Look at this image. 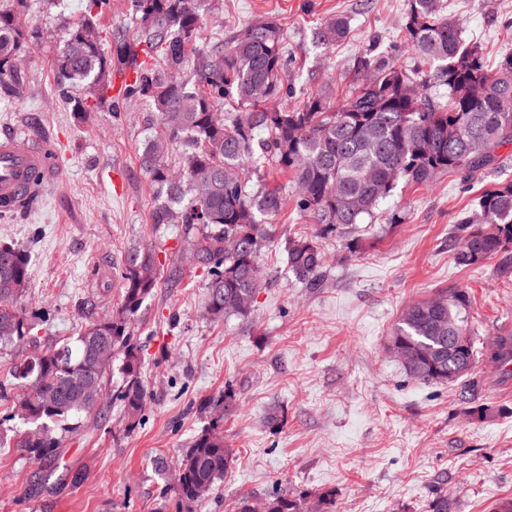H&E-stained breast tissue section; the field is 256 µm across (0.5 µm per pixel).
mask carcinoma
<instances>
[{
  "label": "carcinoma",
  "instance_id": "1",
  "mask_svg": "<svg viewBox=\"0 0 512 512\" xmlns=\"http://www.w3.org/2000/svg\"><path fill=\"white\" fill-rule=\"evenodd\" d=\"M0 8V95L27 88L20 58L42 33L20 18L27 0ZM112 0H87L86 13L69 28L55 58L65 97L75 111L105 102L112 77L131 71L127 101L145 100L158 113L161 130L147 142L143 162L167 200L153 213L155 224L185 226V252L206 273L204 312L213 322L251 314L266 285L259 257L271 241L266 220L279 212L277 188L254 190L241 177L247 162L272 165L291 175L296 208L316 224L314 238L288 242V269L308 288L323 282L324 254L316 242L373 217L379 202L400 182L428 187L446 172H470L492 165L496 150L512 145V54L495 67L475 45L466 44L459 23L442 15L440 0H410L405 17L407 45L427 72H407L371 55L357 69L372 81L354 86L331 106L320 91L292 107L285 99L287 68L282 29L269 20L248 24L228 41L201 43L198 32L210 0H126L135 34H112L99 17ZM348 22L338 17L316 28L315 41L331 46L343 39ZM235 103L240 115L220 108ZM184 147L175 174L164 162L172 144ZM460 245L455 262L471 267L512 254V182L484 191L457 220ZM155 253L128 250L118 271L121 301L111 314L92 321L72 347H40L36 328L44 314L21 306L30 278V254L0 243V350L16 351L13 379L28 384L14 406L27 414L15 445L35 462L54 458L65 434H75L102 405L104 382L121 361L123 385L112 393L128 417L140 423L146 392L140 378V349L132 324L158 287ZM469 295L444 289L407 306L388 348L404 357L406 376L424 385H447L479 362L512 374V332L486 337L457 353L449 350L448 329L474 336ZM222 418L211 420L173 463L160 457L173 482L176 512H194L228 477L236 452L224 446ZM331 491L277 494L265 512H334Z\"/></svg>",
  "mask_w": 512,
  "mask_h": 512
}]
</instances>
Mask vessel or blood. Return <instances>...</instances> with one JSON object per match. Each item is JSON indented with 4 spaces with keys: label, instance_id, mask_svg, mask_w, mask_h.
Segmentation results:
<instances>
[{
    "label": "vessel or blood",
    "instance_id": "obj_1",
    "mask_svg": "<svg viewBox=\"0 0 512 512\" xmlns=\"http://www.w3.org/2000/svg\"><path fill=\"white\" fill-rule=\"evenodd\" d=\"M62 172L54 147L10 131L0 135V211L29 205Z\"/></svg>",
    "mask_w": 512,
    "mask_h": 512
}]
</instances>
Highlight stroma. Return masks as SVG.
<instances>
[{
	"label": "stroma",
	"instance_id": "1",
	"mask_svg": "<svg viewBox=\"0 0 512 512\" xmlns=\"http://www.w3.org/2000/svg\"><path fill=\"white\" fill-rule=\"evenodd\" d=\"M442 2L489 65L512 54V0ZM86 4L29 0L23 21L44 38L23 54L31 91L0 103V130L57 140L63 171L32 209L0 215V243L32 254L25 304L50 312L38 331L44 347L74 342L116 309V273L131 247L156 251L161 280L132 327L147 409L131 431L123 410L105 404L54 459L35 463L1 446L0 512H175L160 497L170 477L154 461L180 457L210 422L204 403L228 388L222 430L238 464L196 512H235L241 496L278 492L333 491L335 512H427L436 495L448 512H490L512 498V376L481 362L458 382L423 385L388 349L403 307L444 288L469 293L477 338L512 330V262L462 268L453 259L457 216L512 182V145L472 179L448 172L427 188L398 185L372 223L320 239L318 288L296 281L285 252L289 239L314 234V222L296 209L290 175L268 168L284 205L260 256L267 285L248 318L214 323L202 269L181 260L183 226L151 220L157 188L142 155L157 112L137 100L78 114L59 91L54 58ZM408 9L409 0H214L199 38L272 20L284 33L293 103L319 90L335 104L360 82L355 61L367 49L417 66L402 31ZM335 16L348 19L347 37L314 43V27ZM483 403L498 414L470 416Z\"/></svg>",
	"mask_w": 512,
	"mask_h": 512
}]
</instances>
